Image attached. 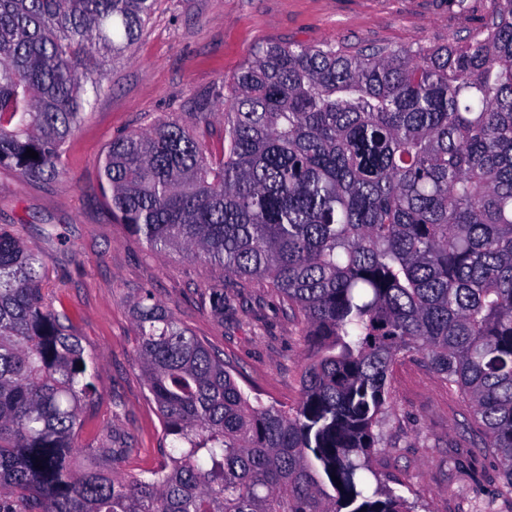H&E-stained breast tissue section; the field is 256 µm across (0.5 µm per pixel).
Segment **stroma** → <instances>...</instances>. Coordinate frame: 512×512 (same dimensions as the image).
<instances>
[{
  "mask_svg": "<svg viewBox=\"0 0 512 512\" xmlns=\"http://www.w3.org/2000/svg\"><path fill=\"white\" fill-rule=\"evenodd\" d=\"M492 0H158L125 56L107 65L99 96L70 137L63 175L33 182L0 166V224H11L48 256L44 291L65 312L96 363L99 404L83 411L80 446L115 426L129 453L116 471L144 477L166 444L136 350L133 303L151 291L195 337L235 367L237 382L263 402L300 397L305 347L276 292L260 280L224 277L228 309L215 316L214 270L180 253L157 254L112 218L99 162L113 140L168 117L189 118L204 91L230 87L262 43L332 41L371 47L436 46L465 36ZM385 448L375 465L417 512H512L503 477L468 402L418 356L395 366Z\"/></svg>",
  "mask_w": 512,
  "mask_h": 512,
  "instance_id": "1",
  "label": "stroma"
}]
</instances>
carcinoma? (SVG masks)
<instances>
[{
  "instance_id": "carcinoma-1",
  "label": "carcinoma",
  "mask_w": 512,
  "mask_h": 512,
  "mask_svg": "<svg viewBox=\"0 0 512 512\" xmlns=\"http://www.w3.org/2000/svg\"><path fill=\"white\" fill-rule=\"evenodd\" d=\"M156 5L0 0V166L62 173L94 73ZM195 108L112 141L103 195L151 251L277 292L306 347L300 400L245 394L146 291L137 354L174 452L148 478L72 469L89 356L47 256L1 224L0 512H413L372 466L409 353L466 396L512 495V0L442 46H258ZM209 302L224 317V280Z\"/></svg>"
}]
</instances>
